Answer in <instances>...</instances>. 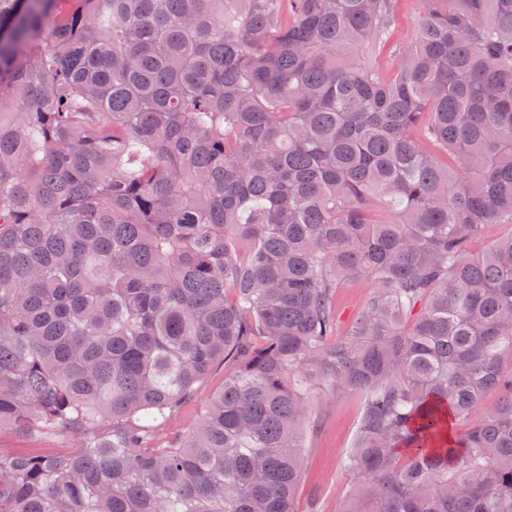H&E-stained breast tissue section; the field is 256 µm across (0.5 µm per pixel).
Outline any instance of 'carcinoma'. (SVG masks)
I'll return each mask as SVG.
<instances>
[{
	"mask_svg": "<svg viewBox=\"0 0 512 512\" xmlns=\"http://www.w3.org/2000/svg\"><path fill=\"white\" fill-rule=\"evenodd\" d=\"M423 2L0 0V512H297L315 385L342 512H512V0ZM420 0H403L400 3L399 38L403 45L408 43L416 20L422 11ZM371 282L367 277L354 276L345 282L338 292V331L346 333L354 315L360 309L371 291ZM224 383V370L219 368L204 384L198 389L196 399L185 406L182 411L172 419L169 431L173 434H186L197 422L202 408L208 398L219 391ZM315 407L307 429L306 463L297 500L298 512H339L353 480L342 468L359 422L362 395L358 392L313 390ZM1 448H22L36 451L61 450L69 445L65 439H50L45 437H19L15 434L5 432L0 436Z\"/></svg>",
	"mask_w": 512,
	"mask_h": 512,
	"instance_id": "obj_1",
	"label": "carcinoma"
}]
</instances>
